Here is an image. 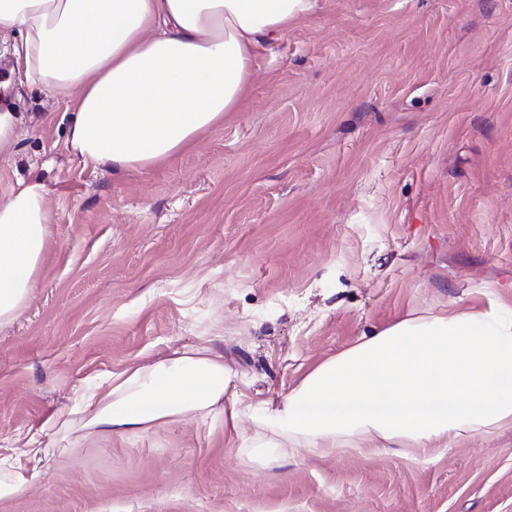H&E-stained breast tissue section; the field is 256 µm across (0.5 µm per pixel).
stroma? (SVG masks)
I'll use <instances>...</instances> for the list:
<instances>
[{"mask_svg":"<svg viewBox=\"0 0 512 512\" xmlns=\"http://www.w3.org/2000/svg\"><path fill=\"white\" fill-rule=\"evenodd\" d=\"M0 35L19 117L0 197L38 176L55 222L0 329V453L36 443L0 512H512V430L416 462L395 449L240 458L249 419L187 416L71 443L52 421L128 367L224 356L253 401L394 320L512 305V0H317L257 50L238 111L149 168L84 165L66 103Z\"/></svg>","mask_w":512,"mask_h":512,"instance_id":"1","label":"stroma"}]
</instances>
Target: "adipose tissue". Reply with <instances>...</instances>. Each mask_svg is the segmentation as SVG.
I'll list each match as a JSON object with an SVG mask.
<instances>
[{
    "instance_id": "obj_1",
    "label": "adipose tissue",
    "mask_w": 512,
    "mask_h": 512,
    "mask_svg": "<svg viewBox=\"0 0 512 512\" xmlns=\"http://www.w3.org/2000/svg\"><path fill=\"white\" fill-rule=\"evenodd\" d=\"M316 0H0L17 62L70 106L69 147L84 164L139 170L193 148L224 124L254 75V51L281 39ZM54 218L38 178L0 201V328L26 306ZM224 357L192 348L113 375L63 437L146 432L193 415L248 416L245 463L266 467L367 441L432 458L448 443L512 429V315L404 317L316 363L286 395L254 403ZM39 453L0 454V498L28 488Z\"/></svg>"
}]
</instances>
